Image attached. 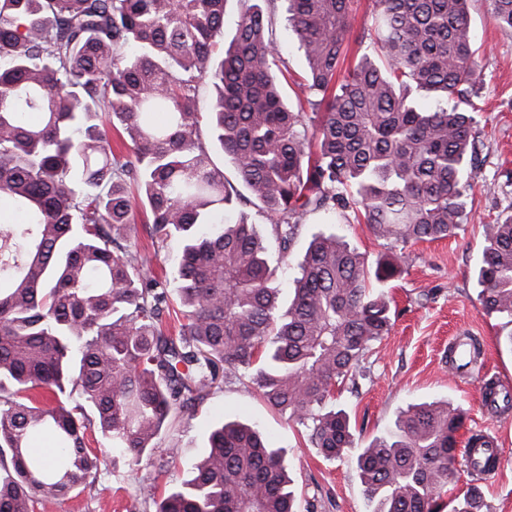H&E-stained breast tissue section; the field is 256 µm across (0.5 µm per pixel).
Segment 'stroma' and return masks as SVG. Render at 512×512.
<instances>
[{"instance_id": "35a3bbf8", "label": "stroma", "mask_w": 512, "mask_h": 512, "mask_svg": "<svg viewBox=\"0 0 512 512\" xmlns=\"http://www.w3.org/2000/svg\"><path fill=\"white\" fill-rule=\"evenodd\" d=\"M471 17L479 49L480 108L476 130L478 162L474 189L466 199L467 221L456 234L420 242L405 250V272L391 290L395 321L391 332L363 358L357 390L343 389L339 404L349 413L354 448L341 459L322 458L302 427L286 422L248 381L216 380L205 399L171 429L149 460L132 466L116 460L95 487L78 488L54 512H145V498L179 485L205 452L216 421L241 420L257 425L273 447L282 449L313 512H370L355 467L359 447L390 432L408 404L445 400L463 411L459 440L482 430L499 435L505 464L486 482L458 469L454 493L479 486L483 512H512V419L503 420L481 403L482 384L512 386V335L507 318L486 313L478 295L475 269L498 218L512 213V33L501 30L486 0H472ZM483 345L479 379L455 376L448 342L460 335ZM176 464H168L171 444Z\"/></svg>"}]
</instances>
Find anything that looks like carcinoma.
I'll return each mask as SVG.
<instances>
[{
    "label": "carcinoma",
    "mask_w": 512,
    "mask_h": 512,
    "mask_svg": "<svg viewBox=\"0 0 512 512\" xmlns=\"http://www.w3.org/2000/svg\"><path fill=\"white\" fill-rule=\"evenodd\" d=\"M225 0H0V512H43L94 487L113 457L150 458L162 430L208 394L218 366L245 377L334 459L353 447L336 387L392 326L404 255L312 236L283 297L280 260L301 219L367 224L396 247L444 238L466 219L477 146L479 68L470 0H283L307 63L288 80L261 0H239L216 58ZM512 30V0H488ZM366 45L345 65L349 44ZM211 85L209 100L199 82ZM294 85L316 113L288 106ZM207 126L210 143L200 134ZM127 135L112 149L109 131ZM233 163L267 226L231 221ZM155 240L180 242L182 322L163 326L166 284L131 251L133 208ZM479 300L512 319V214L477 267ZM460 409L410 404L359 449L372 512H440L455 477ZM54 443L47 459L32 447ZM281 451L256 427L220 422L189 479L156 512H296ZM475 486L451 512H481Z\"/></svg>",
    "instance_id": "cac0c4a2"
}]
</instances>
